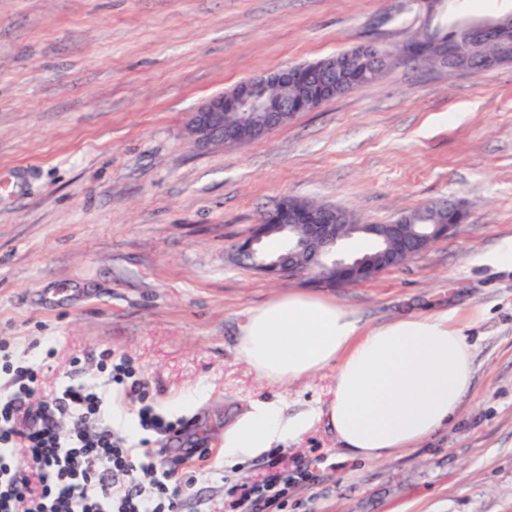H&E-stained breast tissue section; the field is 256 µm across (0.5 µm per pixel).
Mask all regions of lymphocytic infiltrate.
Listing matches in <instances>:
<instances>
[{"label": "lymphocytic infiltrate", "instance_id": "1", "mask_svg": "<svg viewBox=\"0 0 512 512\" xmlns=\"http://www.w3.org/2000/svg\"><path fill=\"white\" fill-rule=\"evenodd\" d=\"M36 380L22 362L0 382V512H182L183 482L114 429L97 386L71 385L23 409ZM136 471L148 482L133 481Z\"/></svg>", "mask_w": 512, "mask_h": 512}]
</instances>
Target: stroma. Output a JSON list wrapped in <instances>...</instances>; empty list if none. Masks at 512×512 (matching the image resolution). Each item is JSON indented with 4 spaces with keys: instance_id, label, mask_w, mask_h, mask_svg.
<instances>
[{
    "instance_id": "stroma-1",
    "label": "stroma",
    "mask_w": 512,
    "mask_h": 512,
    "mask_svg": "<svg viewBox=\"0 0 512 512\" xmlns=\"http://www.w3.org/2000/svg\"><path fill=\"white\" fill-rule=\"evenodd\" d=\"M512 13L450 0L439 25ZM410 0H0V342L43 360L34 395L103 382L125 357L147 401L198 447L183 512H229L231 487L289 477L281 512H512V272L477 263L512 239V66L395 62L377 82L263 138L197 149L205 98L273 68L366 41L401 45ZM285 198L367 224L466 200L460 230L374 279L326 288L233 264L234 245ZM372 327L466 315L474 378L448 430L370 463L338 458L319 422L237 464L224 430L256 400L326 403L331 375L261 379L236 354L248 310L288 292ZM53 357H46V350Z\"/></svg>"
}]
</instances>
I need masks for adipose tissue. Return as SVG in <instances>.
<instances>
[{"label":"adipose tissue","mask_w":512,"mask_h":512,"mask_svg":"<svg viewBox=\"0 0 512 512\" xmlns=\"http://www.w3.org/2000/svg\"><path fill=\"white\" fill-rule=\"evenodd\" d=\"M455 310L362 326L336 302L300 294L251 309L239 358L260 378L292 384L334 374L326 406L292 412L252 402L224 432V457L241 464L327 421L349 460L382 461L423 442L456 416L471 389L472 347Z\"/></svg>","instance_id":"obj_1"}]
</instances>
